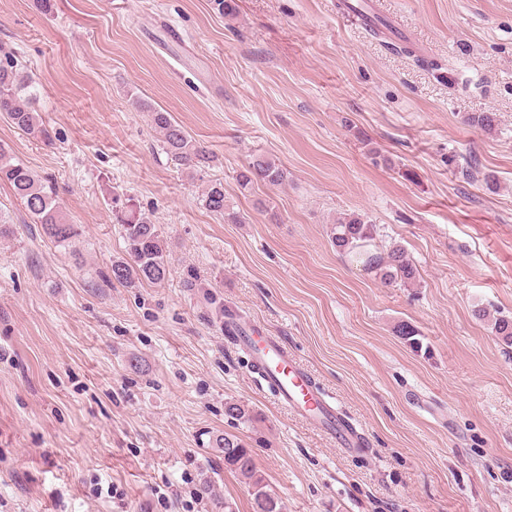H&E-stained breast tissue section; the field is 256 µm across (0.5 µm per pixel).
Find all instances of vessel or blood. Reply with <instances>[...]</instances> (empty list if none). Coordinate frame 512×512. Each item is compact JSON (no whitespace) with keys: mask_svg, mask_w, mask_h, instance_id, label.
<instances>
[{"mask_svg":"<svg viewBox=\"0 0 512 512\" xmlns=\"http://www.w3.org/2000/svg\"><path fill=\"white\" fill-rule=\"evenodd\" d=\"M345 12L359 26L367 28L376 23L373 0H348ZM237 330V343L248 352L253 370L273 388L281 406L325 430L340 447L363 446V438L337 415L335 407L324 398L308 371L291 356L279 337L263 333L255 325L241 324Z\"/></svg>","mask_w":512,"mask_h":512,"instance_id":"obj_1","label":"vessel or blood"}]
</instances>
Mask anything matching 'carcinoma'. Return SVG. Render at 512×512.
Masks as SVG:
<instances>
[{
	"mask_svg": "<svg viewBox=\"0 0 512 512\" xmlns=\"http://www.w3.org/2000/svg\"><path fill=\"white\" fill-rule=\"evenodd\" d=\"M27 78L13 62L0 63V114L26 134L43 141L50 140L49 130L33 109V97L26 93ZM153 122L162 134L163 149L171 159L186 167H195L204 159L203 149L167 112H153ZM288 173L276 161L265 155L251 159L237 174L241 188L256 184L280 185ZM0 182L10 185L34 223L41 225L43 234L57 244H65L76 235L75 225L66 220L54 189L27 166L12 160L9 150L0 145ZM204 207L231 224L242 219L227 204L222 183L209 185L202 195ZM126 256L112 261V281L129 287L138 284H158L169 274L161 233L158 225L133 216V209L120 218ZM331 241L341 252L354 253L363 259L368 271L386 286L410 287L416 284L418 269L405 248L393 243L386 250H372L376 225L359 214H346L336 219L330 230ZM224 466L234 470L253 487L255 512H283L281 502L265 490L263 478L257 474L251 450L234 435L224 434L220 440Z\"/></svg>",
	"mask_w": 512,
	"mask_h": 512,
	"instance_id": "cac0c4a2",
	"label": "carcinoma"
}]
</instances>
